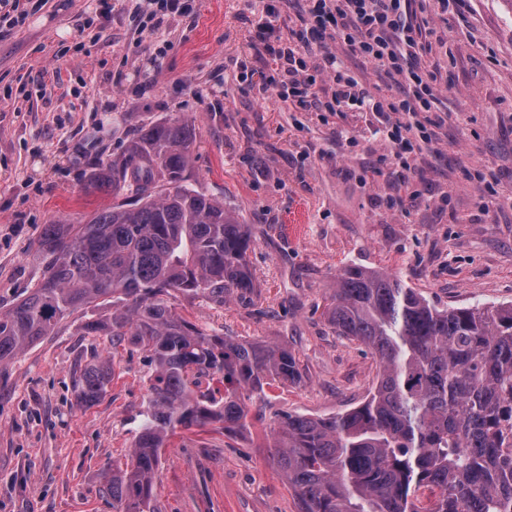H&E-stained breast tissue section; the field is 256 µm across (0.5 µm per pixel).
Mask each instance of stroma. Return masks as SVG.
Wrapping results in <instances>:
<instances>
[{"instance_id": "obj_1", "label": "stroma", "mask_w": 512, "mask_h": 512, "mask_svg": "<svg viewBox=\"0 0 512 512\" xmlns=\"http://www.w3.org/2000/svg\"><path fill=\"white\" fill-rule=\"evenodd\" d=\"M48 0L0 29V311L41 283L46 225L82 224L111 207L86 175L145 123L189 120L192 181L249 225L250 298L218 305L174 294L170 305L207 333L284 343L303 380L267 388L249 428L182 430L161 451L155 512H299L266 443L278 415L329 417L360 404L379 370L324 315L345 267L395 274L437 307L512 304V0H430L426 19L448 41L424 60L443 80L450 118L438 155L403 178L362 112H303L239 81L258 52L263 0H193L152 28L149 0ZM358 135L350 144L339 131ZM89 305L0 362V512H112L103 470L129 463L148 406L146 351L88 334ZM111 359L105 396L77 403L74 380Z\"/></svg>"}]
</instances>
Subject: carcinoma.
<instances>
[{
	"label": "carcinoma",
	"instance_id": "obj_1",
	"mask_svg": "<svg viewBox=\"0 0 512 512\" xmlns=\"http://www.w3.org/2000/svg\"><path fill=\"white\" fill-rule=\"evenodd\" d=\"M196 127L157 120L112 162L92 170L89 190L123 198L84 224H49L38 241L45 277L0 312V362L92 303L112 315L83 330L150 353V409L131 462L105 474L113 512H154L160 450L179 430L247 426L250 404L303 373L283 344L208 334L168 304L173 292L222 304L254 288L248 225L191 183ZM325 315L380 364L369 398L330 418L279 417L267 447L302 512H512V305L439 309L391 273L347 267ZM111 362L75 379L89 406L111 383Z\"/></svg>",
	"mask_w": 512,
	"mask_h": 512
}]
</instances>
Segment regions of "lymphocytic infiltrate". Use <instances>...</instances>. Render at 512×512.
Segmentation results:
<instances>
[{
  "instance_id": "obj_1",
  "label": "lymphocytic infiltrate",
  "mask_w": 512,
  "mask_h": 512,
  "mask_svg": "<svg viewBox=\"0 0 512 512\" xmlns=\"http://www.w3.org/2000/svg\"><path fill=\"white\" fill-rule=\"evenodd\" d=\"M281 2L266 0L257 23L274 64L268 90L304 111L321 103L329 112L371 113L403 170L416 155L435 151L448 115L435 105L440 72L422 65L431 46L418 12L428 0H301L298 27L286 41L277 33ZM334 41L339 51H332ZM348 56L373 70L379 92L345 64Z\"/></svg>"
}]
</instances>
